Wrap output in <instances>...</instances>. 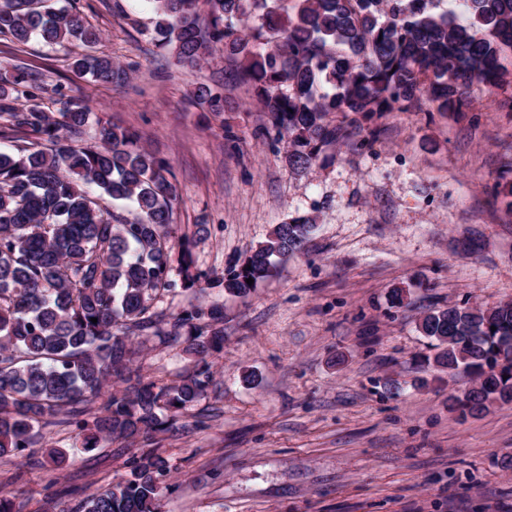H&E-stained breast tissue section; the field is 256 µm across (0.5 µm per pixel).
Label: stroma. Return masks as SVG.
<instances>
[{"instance_id":"1","label":"stroma","mask_w":512,"mask_h":512,"mask_svg":"<svg viewBox=\"0 0 512 512\" xmlns=\"http://www.w3.org/2000/svg\"><path fill=\"white\" fill-rule=\"evenodd\" d=\"M59 3L102 31L95 52L128 68V84L79 77L66 50L4 36L0 71L36 70L43 111L59 110L63 86L165 158L179 233L207 227L193 249L200 270L224 274L275 225L315 221L303 250L249 296L180 288L158 301L224 311L205 397L156 436L170 464L161 512H512V404L461 418L448 398L470 380L427 366L433 351L417 329L433 307L512 300V213L490 193L512 158V94L472 90L457 119L389 113L377 136L358 130L296 171L222 54L190 73L157 53L147 0ZM218 71L220 115L192 100ZM396 287L409 288L407 305H392ZM134 346L143 374L167 384L199 361L182 341L139 336ZM81 443L67 425L47 433L44 447L69 456L59 470L0 459L15 512H76L141 450Z\"/></svg>"}]
</instances>
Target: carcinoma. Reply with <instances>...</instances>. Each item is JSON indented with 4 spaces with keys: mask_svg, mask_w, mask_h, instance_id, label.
<instances>
[{
    "mask_svg": "<svg viewBox=\"0 0 512 512\" xmlns=\"http://www.w3.org/2000/svg\"><path fill=\"white\" fill-rule=\"evenodd\" d=\"M149 2L154 45L182 69L195 71L214 49L237 64L268 117L264 131L287 139L294 170L357 124L422 97L433 112H460L471 86L491 95L512 86V0H464L466 20L441 8L443 0H205L204 18L199 0ZM0 35L52 47L101 40L100 30L50 0H0ZM70 67L94 81L129 80L110 57L82 54ZM39 89V74L23 66L0 72V115L31 136L18 153L0 152V456L20 454L63 422L85 449L164 431L165 413L187 409L209 388L207 358L224 350V314L217 304L168 314L156 297L203 281L246 296L314 228L312 218L278 224L223 277H207L193 241L175 236L168 161L137 133L100 120L85 138L91 112L78 97L60 94L56 113L15 107ZM193 96L224 112L223 84H197ZM108 200L131 210L111 212ZM186 327L202 364L175 386L143 375L132 338L150 330L176 341ZM419 329L436 341L437 367L473 381L451 397L453 407L478 416L512 403V302L434 308ZM169 473L162 455L142 453L77 512H158Z\"/></svg>",
    "mask_w": 512,
    "mask_h": 512,
    "instance_id": "1",
    "label": "carcinoma"
}]
</instances>
